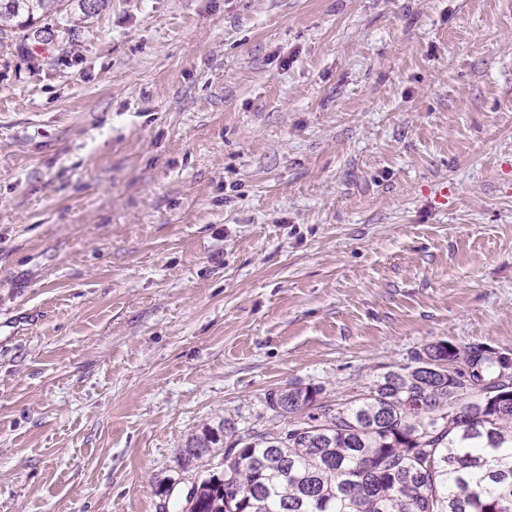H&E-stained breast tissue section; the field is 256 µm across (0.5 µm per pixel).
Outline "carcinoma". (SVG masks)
Returning <instances> with one entry per match:
<instances>
[{"mask_svg":"<svg viewBox=\"0 0 512 512\" xmlns=\"http://www.w3.org/2000/svg\"><path fill=\"white\" fill-rule=\"evenodd\" d=\"M63 0H0V39L45 34ZM473 347L430 343L346 403L295 386L267 398L260 428L204 425L180 452L191 467L204 445L222 469L193 483L182 512H512V396L463 391L480 380ZM489 381L512 385L501 359L481 360Z\"/></svg>","mask_w":512,"mask_h":512,"instance_id":"carcinoma-1","label":"carcinoma"}]
</instances>
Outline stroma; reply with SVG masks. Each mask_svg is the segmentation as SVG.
Instances as JSON below:
<instances>
[{"label": "stroma", "instance_id": "stroma-1", "mask_svg": "<svg viewBox=\"0 0 512 512\" xmlns=\"http://www.w3.org/2000/svg\"><path fill=\"white\" fill-rule=\"evenodd\" d=\"M512 353V0H108L0 46V512H181L203 424Z\"/></svg>", "mask_w": 512, "mask_h": 512}]
</instances>
